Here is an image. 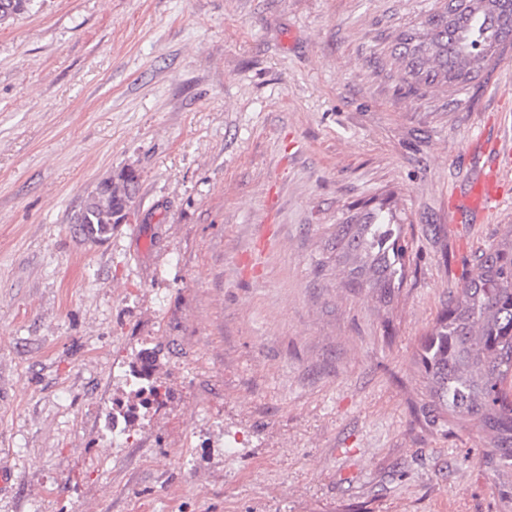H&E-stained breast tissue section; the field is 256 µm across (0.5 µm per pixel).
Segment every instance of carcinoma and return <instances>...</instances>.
<instances>
[{
    "label": "carcinoma",
    "instance_id": "obj_1",
    "mask_svg": "<svg viewBox=\"0 0 512 512\" xmlns=\"http://www.w3.org/2000/svg\"><path fill=\"white\" fill-rule=\"evenodd\" d=\"M31 0H0V24L29 10ZM512 0H462L451 12L440 0L419 25L401 31L391 57L407 85L456 91L502 54L512 30ZM139 190L132 169L99 184L74 215L85 234L103 240L127 221ZM403 225L375 207L338 225L336 264L348 268L345 287L390 295L407 278ZM157 352L141 351L131 366L135 389L124 419L137 407H161L169 390L155 377ZM418 364L431 401L483 432L485 464L512 470V234L490 245L419 341Z\"/></svg>",
    "mask_w": 512,
    "mask_h": 512
}]
</instances>
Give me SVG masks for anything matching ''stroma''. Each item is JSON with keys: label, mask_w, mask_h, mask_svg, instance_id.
Masks as SVG:
<instances>
[{"label": "stroma", "mask_w": 512, "mask_h": 512, "mask_svg": "<svg viewBox=\"0 0 512 512\" xmlns=\"http://www.w3.org/2000/svg\"><path fill=\"white\" fill-rule=\"evenodd\" d=\"M437 0H34L0 24V512H512L430 405L418 342L512 228L448 197L512 142V44L463 89L397 79ZM139 177L92 241L72 215ZM386 201L407 279L343 288ZM170 390L114 436L138 351ZM237 439L227 456L226 439ZM139 190L138 176L133 169L122 170L117 178L99 184L74 215L73 224H80L85 234L103 240L112 234L116 224L126 223Z\"/></svg>", "instance_id": "stroma-1"}]
</instances>
